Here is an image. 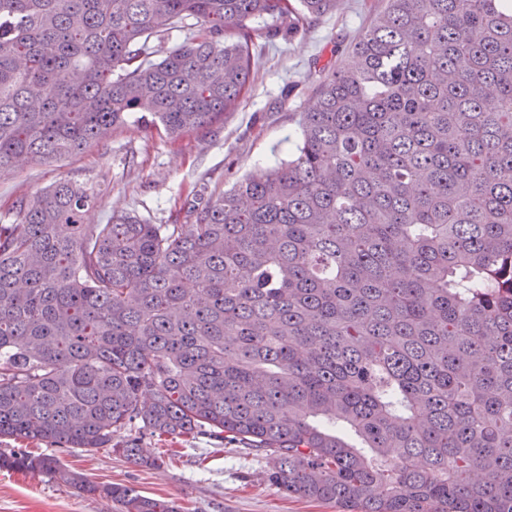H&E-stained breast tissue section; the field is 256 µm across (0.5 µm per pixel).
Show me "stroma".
Listing matches in <instances>:
<instances>
[{
    "mask_svg": "<svg viewBox=\"0 0 512 512\" xmlns=\"http://www.w3.org/2000/svg\"><path fill=\"white\" fill-rule=\"evenodd\" d=\"M384 7L385 0H337L335 10L290 38L276 34V21H256L264 49L237 108L177 138L130 121L81 153L0 170V224L14 220L19 198L61 179L94 190L87 223L121 215L186 223L187 197L200 190L222 193L244 175L265 171L274 158H289L297 115L316 102L325 70L352 59L355 44ZM142 447L158 466L132 465L106 448H61L57 454L94 482L174 501L180 512H342L333 503L278 491L267 479V456L229 442L146 436ZM0 512H118V506L78 496L43 475L1 471Z\"/></svg>",
    "mask_w": 512,
    "mask_h": 512,
    "instance_id": "1",
    "label": "stroma"
}]
</instances>
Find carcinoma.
I'll return each instance as SVG.
<instances>
[{
    "label": "carcinoma",
    "instance_id": "carcinoma-1",
    "mask_svg": "<svg viewBox=\"0 0 512 512\" xmlns=\"http://www.w3.org/2000/svg\"><path fill=\"white\" fill-rule=\"evenodd\" d=\"M0 0V170L236 107L258 44L336 0ZM199 23L191 27L190 21ZM185 34L165 49L153 44ZM299 113L290 159L86 224L69 180L0 224V444L206 435L343 512H512V0H386ZM121 512L171 501L0 447Z\"/></svg>",
    "mask_w": 512,
    "mask_h": 512
}]
</instances>
